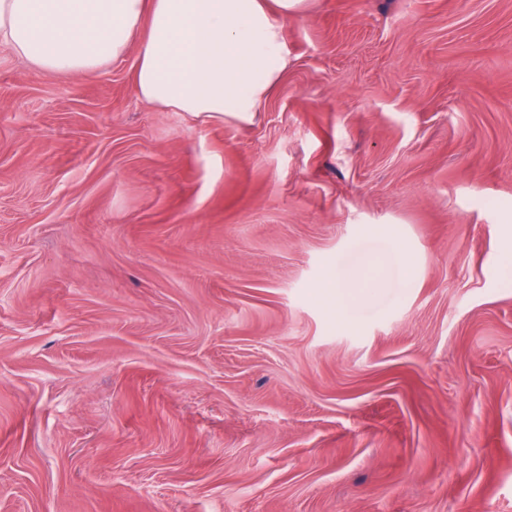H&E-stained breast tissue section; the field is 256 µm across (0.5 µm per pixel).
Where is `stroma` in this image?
Here are the masks:
<instances>
[{
	"label": "stroma",
	"instance_id": "stroma-1",
	"mask_svg": "<svg viewBox=\"0 0 512 512\" xmlns=\"http://www.w3.org/2000/svg\"><path fill=\"white\" fill-rule=\"evenodd\" d=\"M281 25L249 123L0 47V512H512V0Z\"/></svg>",
	"mask_w": 512,
	"mask_h": 512
}]
</instances>
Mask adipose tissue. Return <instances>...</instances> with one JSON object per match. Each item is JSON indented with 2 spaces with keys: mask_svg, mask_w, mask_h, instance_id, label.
I'll return each mask as SVG.
<instances>
[{
  "mask_svg": "<svg viewBox=\"0 0 512 512\" xmlns=\"http://www.w3.org/2000/svg\"><path fill=\"white\" fill-rule=\"evenodd\" d=\"M309 0H0V45L41 74L92 73L138 46L139 96L251 122L288 65L282 19Z\"/></svg>",
  "mask_w": 512,
  "mask_h": 512,
  "instance_id": "1",
  "label": "adipose tissue"
}]
</instances>
